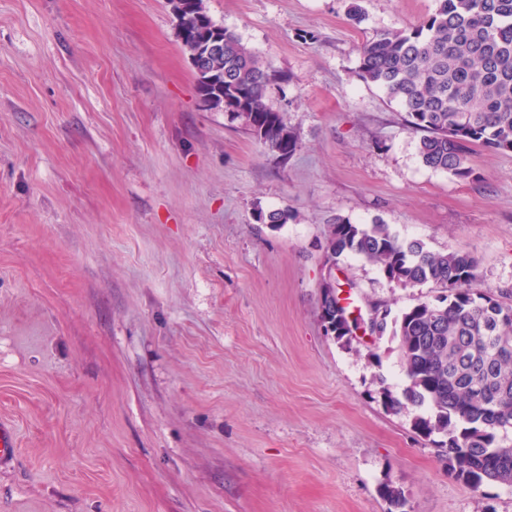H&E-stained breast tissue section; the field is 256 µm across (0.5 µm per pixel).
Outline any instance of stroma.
Returning <instances> with one entry per match:
<instances>
[{
    "instance_id": "35a3bbf8",
    "label": "stroma",
    "mask_w": 512,
    "mask_h": 512,
    "mask_svg": "<svg viewBox=\"0 0 512 512\" xmlns=\"http://www.w3.org/2000/svg\"><path fill=\"white\" fill-rule=\"evenodd\" d=\"M204 4L274 73L288 159L203 106L168 0H0V512H512V487L451 476L422 408L386 409L396 339L318 318L338 215L469 252L512 303V152L431 170L355 74L438 0H360L358 24L351 0ZM332 274L363 313L439 292Z\"/></svg>"
}]
</instances>
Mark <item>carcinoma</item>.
<instances>
[{
  "mask_svg": "<svg viewBox=\"0 0 512 512\" xmlns=\"http://www.w3.org/2000/svg\"><path fill=\"white\" fill-rule=\"evenodd\" d=\"M177 21L188 53L217 32L223 40L211 60L220 84L201 88L212 98L210 109L242 121L268 150L295 152L298 136L268 104L275 79L269 66L208 15L204 0H192ZM358 54L356 76L401 105L409 128L421 133L418 153L426 167L467 180L475 177V146L512 152V0H438L420 25L378 32ZM257 219L275 227L288 223L289 214L259 210ZM326 240L335 264L353 255L378 266L398 288L431 283L442 289L377 329L357 316L354 329L373 336L392 328L407 385L399 396L382 388L384 405L394 413L408 404L428 407L414 429L441 437L438 447L455 479L475 490L512 485V447L498 437L500 427L512 425V304L479 288L471 254L401 240L382 222L353 224L337 216Z\"/></svg>",
  "mask_w": 512,
  "mask_h": 512,
  "instance_id": "carcinoma-1",
  "label": "carcinoma"
}]
</instances>
